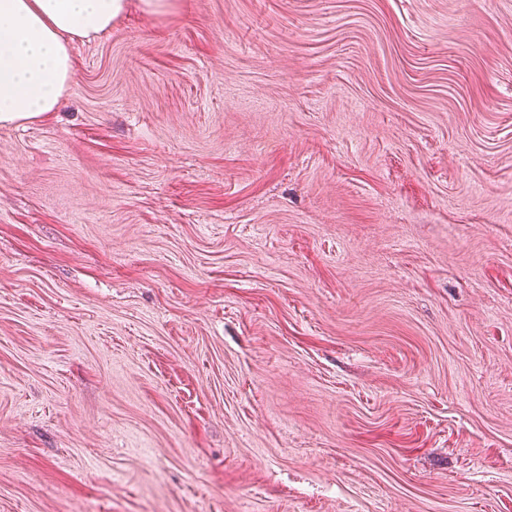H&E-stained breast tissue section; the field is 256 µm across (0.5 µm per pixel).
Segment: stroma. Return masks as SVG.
I'll return each instance as SVG.
<instances>
[{"mask_svg": "<svg viewBox=\"0 0 512 512\" xmlns=\"http://www.w3.org/2000/svg\"><path fill=\"white\" fill-rule=\"evenodd\" d=\"M0 125V512H512V0H180Z\"/></svg>", "mask_w": 512, "mask_h": 512, "instance_id": "obj_1", "label": "stroma"}]
</instances>
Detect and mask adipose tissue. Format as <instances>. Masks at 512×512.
I'll return each mask as SVG.
<instances>
[{
    "mask_svg": "<svg viewBox=\"0 0 512 512\" xmlns=\"http://www.w3.org/2000/svg\"><path fill=\"white\" fill-rule=\"evenodd\" d=\"M128 0H0V125L56 111L74 80L71 47L111 29Z\"/></svg>",
    "mask_w": 512,
    "mask_h": 512,
    "instance_id": "ef3b65f1",
    "label": "adipose tissue"
}]
</instances>
